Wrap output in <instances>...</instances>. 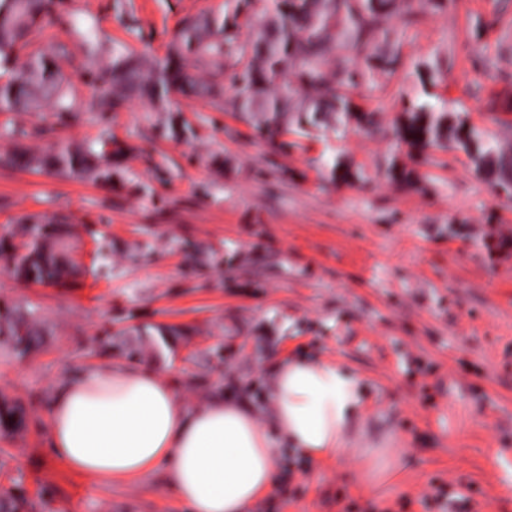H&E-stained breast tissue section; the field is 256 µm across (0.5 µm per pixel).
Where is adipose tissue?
Returning a JSON list of instances; mask_svg holds the SVG:
<instances>
[{
    "label": "adipose tissue",
    "instance_id": "1",
    "mask_svg": "<svg viewBox=\"0 0 512 512\" xmlns=\"http://www.w3.org/2000/svg\"><path fill=\"white\" fill-rule=\"evenodd\" d=\"M271 396L267 426L243 400L219 394L186 403L170 373L121 363L88 366L51 391L49 447L73 471L107 481L163 468L165 488L191 512H248L274 484L285 446L315 462L355 453L357 479L370 488L403 460L388 439L350 450L367 389L339 364L283 362Z\"/></svg>",
    "mask_w": 512,
    "mask_h": 512
}]
</instances>
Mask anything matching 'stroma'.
Instances as JSON below:
<instances>
[{"label": "stroma", "mask_w": 512, "mask_h": 512, "mask_svg": "<svg viewBox=\"0 0 512 512\" xmlns=\"http://www.w3.org/2000/svg\"><path fill=\"white\" fill-rule=\"evenodd\" d=\"M401 8L415 18L397 27L404 63L370 76L356 103L389 127L419 96L426 61L450 111L512 144V110L490 109L512 103V0ZM56 10L60 22L31 33L18 59L53 50L72 109L0 112V155L110 135L134 151L108 182L0 165V240L22 246L30 216L65 219L66 253L82 270L65 288L30 284L0 256V303L31 304L52 329L25 358L0 348V406L25 408L23 425L0 433V490L36 512H190L161 490V471L107 483L54 457V385L90 365L149 364L172 370L192 403L245 390L268 424L280 364L306 359L365 379L352 447L394 434L407 458L373 489L350 457L280 468L291 494L271 512H437L426 499L439 485L453 495L447 512H512V250L498 246L512 205L463 153L437 149L420 166L353 125L275 154L202 99L173 96L191 128L182 139L165 136L162 105L101 111L95 88L113 46L165 57L186 18L223 12L224 0H58ZM336 155L364 183L325 180L317 160ZM392 157L417 167L415 189L388 180Z\"/></svg>", "instance_id": "stroma-1"}]
</instances>
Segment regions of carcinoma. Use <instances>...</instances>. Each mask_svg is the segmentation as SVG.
Masks as SVG:
<instances>
[{
	"label": "carcinoma",
	"mask_w": 512,
	"mask_h": 512,
	"mask_svg": "<svg viewBox=\"0 0 512 512\" xmlns=\"http://www.w3.org/2000/svg\"><path fill=\"white\" fill-rule=\"evenodd\" d=\"M255 0H224V15L198 16L185 21L166 57L145 59L125 48H112L96 86L99 103L116 110L133 98L160 102L174 93L208 99L216 110L234 112L256 136L279 152L300 148V139L317 131L339 136L346 123L371 131L373 112L362 110L352 90L374 70L391 72L400 63L401 48L393 19L400 15L398 0H268L265 18L246 37L240 19L249 15ZM60 21L54 0H0V70L15 68V48L30 30ZM339 54L353 59L350 68L331 73L327 60ZM210 71L204 81L198 71ZM68 79L51 53L31 56L22 70L0 82V111H36L42 103L59 112L71 111L65 102ZM426 99L408 100L388 134L405 145L423 163L429 151L451 147L472 162L475 174L492 190L512 185V149L490 141L463 112L448 111L443 100L424 91ZM284 135L294 136L283 141ZM128 148L115 139L102 142L100 151L80 143H64L49 154H34L20 146L5 158L22 169H53L108 181ZM333 182L357 180L359 171L335 156L318 159ZM387 176L403 187L418 183L414 168L393 159ZM28 237L23 253L0 241L8 254L7 270L32 283L72 284L77 267L60 255L62 235L52 221L26 219ZM48 334L46 323L32 308L0 307V343L16 355L36 350ZM23 410L0 409V431L9 433L23 424ZM0 512H27V501L5 491Z\"/></svg>",
	"instance_id": "obj_1"
}]
</instances>
